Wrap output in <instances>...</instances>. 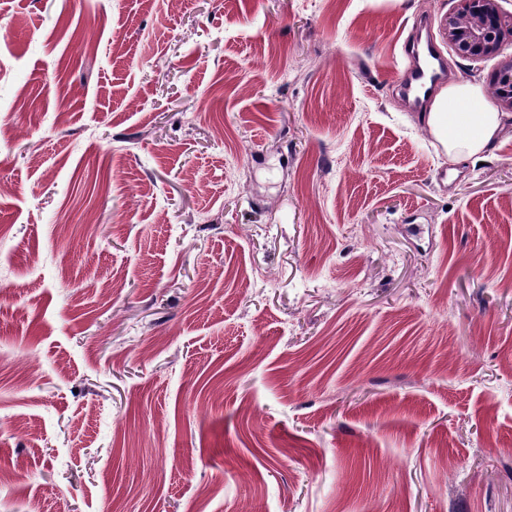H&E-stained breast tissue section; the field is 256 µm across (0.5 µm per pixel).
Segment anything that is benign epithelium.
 Instances as JSON below:
<instances>
[{
  "mask_svg": "<svg viewBox=\"0 0 512 512\" xmlns=\"http://www.w3.org/2000/svg\"><path fill=\"white\" fill-rule=\"evenodd\" d=\"M457 13L448 19V45L462 59L496 57L512 43V13H504L499 0H457ZM500 111L512 112V57L500 62L491 80Z\"/></svg>",
  "mask_w": 512,
  "mask_h": 512,
  "instance_id": "7a95c632",
  "label": "benign epithelium"
}]
</instances>
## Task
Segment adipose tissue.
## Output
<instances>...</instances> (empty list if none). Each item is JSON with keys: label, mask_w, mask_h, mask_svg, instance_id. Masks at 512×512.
<instances>
[{"label": "adipose tissue", "mask_w": 512, "mask_h": 512, "mask_svg": "<svg viewBox=\"0 0 512 512\" xmlns=\"http://www.w3.org/2000/svg\"><path fill=\"white\" fill-rule=\"evenodd\" d=\"M424 119L452 161L482 153L502 124V114L488 104L485 89L471 83H452L442 89Z\"/></svg>", "instance_id": "adipose-tissue-1"}]
</instances>
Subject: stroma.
I'll return each mask as SVG.
<instances>
[{"instance_id":"35a3bbf8","label":"stroma","mask_w":512,"mask_h":512,"mask_svg":"<svg viewBox=\"0 0 512 512\" xmlns=\"http://www.w3.org/2000/svg\"><path fill=\"white\" fill-rule=\"evenodd\" d=\"M456 0H0V512H512V121L396 87ZM490 85L501 112L487 103L482 86L450 83L439 92L429 112L422 113L448 160L476 156L496 139L502 117L512 112V57L500 62Z\"/></svg>"}]
</instances>
